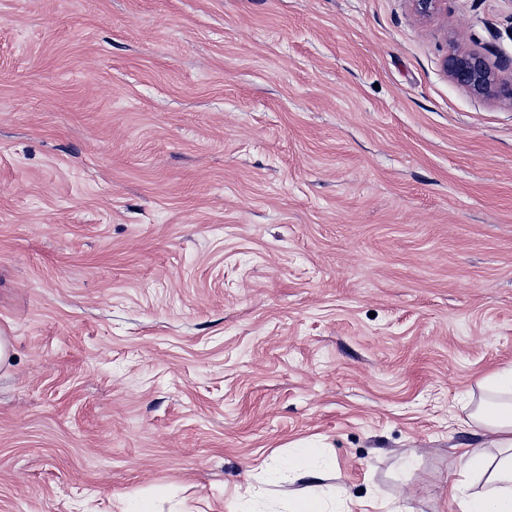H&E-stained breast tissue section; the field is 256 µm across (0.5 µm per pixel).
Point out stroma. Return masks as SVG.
<instances>
[{
    "label": "stroma",
    "instance_id": "obj_1",
    "mask_svg": "<svg viewBox=\"0 0 512 512\" xmlns=\"http://www.w3.org/2000/svg\"><path fill=\"white\" fill-rule=\"evenodd\" d=\"M512 0H0V512H228L297 443L448 512L512 364ZM448 77L479 96L504 97L512 101V81L499 80L484 54L452 48L446 59Z\"/></svg>",
    "mask_w": 512,
    "mask_h": 512
}]
</instances>
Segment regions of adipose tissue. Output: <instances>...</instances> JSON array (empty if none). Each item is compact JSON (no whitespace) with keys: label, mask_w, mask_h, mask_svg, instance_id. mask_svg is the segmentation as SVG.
<instances>
[{"label":"adipose tissue","mask_w":512,"mask_h":512,"mask_svg":"<svg viewBox=\"0 0 512 512\" xmlns=\"http://www.w3.org/2000/svg\"><path fill=\"white\" fill-rule=\"evenodd\" d=\"M480 386L485 397L466 418L478 446L460 456L448 487L450 512H512V366L488 374ZM320 454L301 444L281 462L280 473L310 488L308 495L289 500L287 512H333L334 501L318 495L324 479L315 463Z\"/></svg>","instance_id":"adipose-tissue-1"}]
</instances>
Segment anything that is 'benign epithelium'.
Masks as SVG:
<instances>
[{"label":"benign epithelium","mask_w":512,"mask_h":512,"mask_svg":"<svg viewBox=\"0 0 512 512\" xmlns=\"http://www.w3.org/2000/svg\"><path fill=\"white\" fill-rule=\"evenodd\" d=\"M448 77L479 96L512 100V82L499 80L484 54L475 50H450L446 59Z\"/></svg>","instance_id":"benign-epithelium-1"}]
</instances>
